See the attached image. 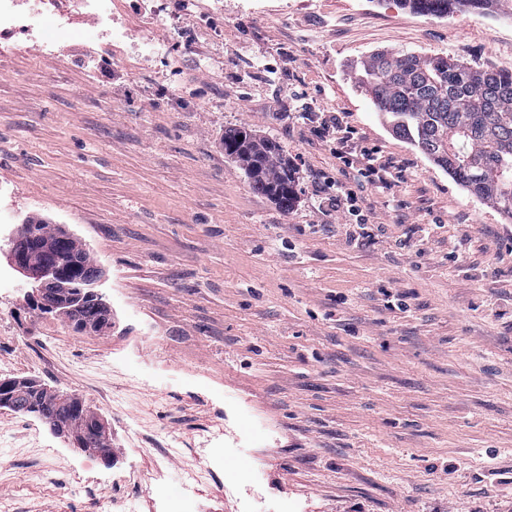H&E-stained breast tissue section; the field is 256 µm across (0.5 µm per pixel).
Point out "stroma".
Returning <instances> with one entry per match:
<instances>
[{"label": "stroma", "mask_w": 512, "mask_h": 512, "mask_svg": "<svg viewBox=\"0 0 512 512\" xmlns=\"http://www.w3.org/2000/svg\"><path fill=\"white\" fill-rule=\"evenodd\" d=\"M112 18L128 40L87 8L51 52L0 40V247L25 220L64 226L112 308L77 333L0 254V378L79 396L113 448L0 409V512H512V223L359 84L382 50L512 73V0L446 18L112 0ZM334 114L343 161L315 134ZM238 126L292 162L289 211L225 154ZM347 192L373 218L355 240L323 207Z\"/></svg>", "instance_id": "1"}]
</instances>
